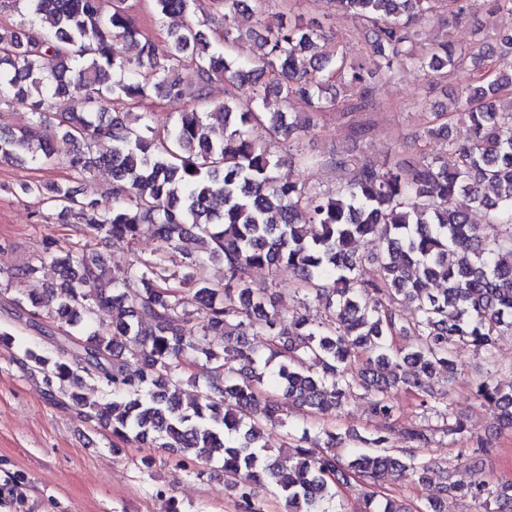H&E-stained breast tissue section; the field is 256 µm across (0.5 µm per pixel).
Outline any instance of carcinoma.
<instances>
[{
  "instance_id": "obj_1",
  "label": "carcinoma",
  "mask_w": 512,
  "mask_h": 512,
  "mask_svg": "<svg viewBox=\"0 0 512 512\" xmlns=\"http://www.w3.org/2000/svg\"><path fill=\"white\" fill-rule=\"evenodd\" d=\"M147 2L158 19H186L168 29L164 50L136 24L130 0H112L107 16L96 0H0L24 16L18 27L0 25V106L22 104L35 117L17 131L0 127V165L66 166L68 179L26 180L15 193L57 212L79 237L63 255L49 241L31 261L0 265V280L15 283L48 267L57 274L42 294L20 290L12 298L28 315L64 328L63 340L25 350L24 363L42 374L51 399L110 431L112 447L174 448L194 463L217 464L239 512H262L255 485L264 480L287 512H343L334 488L351 478L363 487L360 512H407L374 488L431 474L484 512H512L511 481L465 486L453 480L447 460L413 453L438 431L452 440L466 432L433 391L435 378L455 373V347L471 346L490 360L498 337L512 333V29L485 35L464 53L449 38L423 57L416 45L426 23L458 24L480 11L512 16V0H325L366 30V66L340 49L318 51L322 22L302 15L255 35L253 60H237L228 48L232 30L269 0ZM217 14L224 21L218 42L210 34ZM127 41L140 43L134 58L121 50ZM466 61L471 81L451 114L469 125L470 139L457 142L446 122L424 131L445 137L451 167L436 156L379 166L338 155L330 163L348 179L324 197L281 174L284 160L250 137L262 126L275 139H300L339 105L338 87L366 104L375 75L391 77L405 66L443 75ZM219 77L251 85V102L241 106L231 92L212 102ZM187 82L195 106L181 105ZM153 93L177 105L173 122L160 126L153 113L138 111ZM292 103L303 111L281 110ZM57 139L76 150L60 156ZM101 165L112 170L110 202L74 186ZM475 209L487 215L484 224L472 223ZM146 232L167 250L187 237L201 249L183 253L178 270L160 253L135 251L121 282L108 277L92 242L133 248ZM360 238L376 240L378 251L356 254ZM215 264L224 269L219 281L201 274ZM282 267L296 273L295 291L323 313L285 318L275 293L254 292L253 269ZM88 283L97 285L91 294ZM436 283L444 284L438 293ZM405 303L416 307L411 319L401 314ZM192 321L196 335L186 332ZM251 336L265 337L267 352L255 350ZM410 337L415 345L407 348L401 341ZM189 355L204 358L209 381L184 403L177 370ZM84 374L112 402L88 401ZM398 388L441 426L398 424L391 400ZM358 389L384 425L373 436L303 427L287 434L286 467L262 443L264 428L289 426L298 410L338 411ZM475 396L512 429V391L487 376ZM350 443L344 460L336 449Z\"/></svg>"
}]
</instances>
